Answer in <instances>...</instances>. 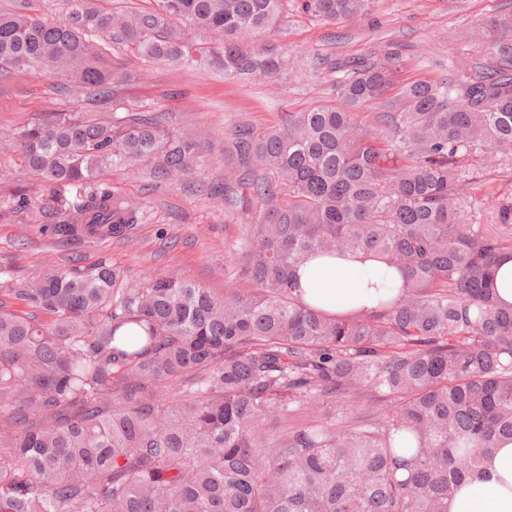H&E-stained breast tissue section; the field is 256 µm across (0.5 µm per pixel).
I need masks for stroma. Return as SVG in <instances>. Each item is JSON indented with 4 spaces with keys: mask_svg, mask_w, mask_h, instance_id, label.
Segmentation results:
<instances>
[{
    "mask_svg": "<svg viewBox=\"0 0 512 512\" xmlns=\"http://www.w3.org/2000/svg\"><path fill=\"white\" fill-rule=\"evenodd\" d=\"M510 13L512 0H368L363 15L328 22L304 11L301 0H286L277 28L263 39L289 58L270 82H228L209 68L148 63L117 44L111 57L128 75L119 85L127 109L151 112L171 129L188 134L213 131L223 136L237 125L259 134L281 124L286 113L337 104L341 73L336 61L363 57L391 44L404 59L394 87L365 106L369 112L388 111L397 88L438 79L460 61L482 59L484 23ZM60 83V78L39 73L0 81V127L16 128L51 112L111 115V106L57 94ZM229 164L218 142L210 162L188 187L151 177L147 163L133 171H106L100 183L143 205L146 222L126 241L64 246L49 234L52 216L38 210L43 193L39 180L13 159L1 157L0 207H10L11 213L0 220V265L24 281L64 266L72 257L91 265L106 254L132 279L175 272L205 287L223 288L228 277L224 254L247 220L239 200L224 195ZM464 180L471 223H498L499 204H512V158L467 170ZM22 187L28 190L29 205L19 209L13 193Z\"/></svg>",
    "mask_w": 512,
    "mask_h": 512,
    "instance_id": "obj_1",
    "label": "stroma"
}]
</instances>
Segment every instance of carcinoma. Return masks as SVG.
<instances>
[{"instance_id":"1","label":"carcinoma","mask_w":512,"mask_h":512,"mask_svg":"<svg viewBox=\"0 0 512 512\" xmlns=\"http://www.w3.org/2000/svg\"><path fill=\"white\" fill-rule=\"evenodd\" d=\"M154 2L0 11V78L64 73L57 91L112 99L108 118L52 112L0 130V154L44 184L60 243L128 240L144 223L100 171L149 161L186 184L206 162V142L117 115L112 44L232 82L271 81L288 63L242 43L277 27L282 0ZM366 2L303 7L335 21ZM490 28L483 64L402 86L387 112L356 109L391 88L403 63L391 45L340 66L344 106L230 134L224 191L242 185L254 206L226 266L248 288L129 281L108 257L21 283L0 268V512H448L512 441V306L489 285L512 235L467 222L461 180L512 154V15ZM195 31L222 40L202 46ZM357 250L402 274L396 297L345 318L299 298L305 258Z\"/></svg>"}]
</instances>
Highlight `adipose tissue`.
Here are the masks:
<instances>
[{
	"label": "adipose tissue",
	"instance_id": "1",
	"mask_svg": "<svg viewBox=\"0 0 512 512\" xmlns=\"http://www.w3.org/2000/svg\"><path fill=\"white\" fill-rule=\"evenodd\" d=\"M302 300L345 317L397 295L402 281L381 257L361 252L314 257L297 272ZM448 512H512V443L496 449L448 502Z\"/></svg>",
	"mask_w": 512,
	"mask_h": 512
}]
</instances>
